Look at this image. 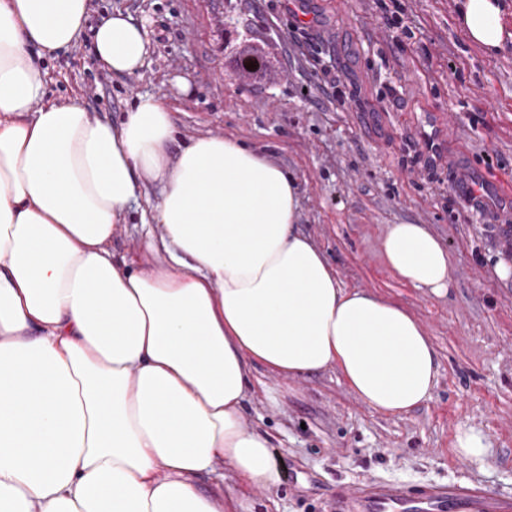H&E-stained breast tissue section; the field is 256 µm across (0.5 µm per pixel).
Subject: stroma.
<instances>
[{
	"label": "stroma",
	"instance_id": "stroma-1",
	"mask_svg": "<svg viewBox=\"0 0 512 512\" xmlns=\"http://www.w3.org/2000/svg\"><path fill=\"white\" fill-rule=\"evenodd\" d=\"M285 0H92L90 24L114 10L142 21L147 66L116 76L89 35L44 62L48 95H81L92 117L119 123L137 94L169 105L179 143L205 135L243 141L292 174L297 223L332 262L343 286L406 307L440 363L431 397L411 413H375L336 370L297 380L269 399L254 370L248 428L268 434L280 482L251 494L253 512H328L336 494L371 479H470L512 492V197L481 214L451 175L478 172L512 185V41L494 55L456 24L458 0H310L319 22L292 30ZM403 21L408 34L393 28ZM263 43L273 81L237 68ZM442 123L435 163L424 157L428 116ZM391 224H422L452 256L447 296L410 287L384 264ZM138 213L112 241L116 257L147 267ZM482 432L485 461L458 458L457 430Z\"/></svg>",
	"mask_w": 512,
	"mask_h": 512
}]
</instances>
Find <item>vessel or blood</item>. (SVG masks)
Instances as JSON below:
<instances>
[{"label":"vessel or blood","mask_w":512,"mask_h":512,"mask_svg":"<svg viewBox=\"0 0 512 512\" xmlns=\"http://www.w3.org/2000/svg\"><path fill=\"white\" fill-rule=\"evenodd\" d=\"M454 188L475 208L487 194L481 179L472 173L456 181ZM331 512H512V494L461 480L414 485L372 480L339 494Z\"/></svg>","instance_id":"vessel-or-blood-1"}]
</instances>
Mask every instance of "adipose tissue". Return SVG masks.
I'll use <instances>...</instances> for the list:
<instances>
[{"mask_svg": "<svg viewBox=\"0 0 512 512\" xmlns=\"http://www.w3.org/2000/svg\"><path fill=\"white\" fill-rule=\"evenodd\" d=\"M88 16L89 0H0V512H251L249 492L279 482L244 425L252 369L286 391L333 367L401 415L436 387L437 353L407 308L344 288L297 227L294 177L257 149L176 146L148 93L117 126L81 96L47 100L42 63ZM458 23L489 53L512 38L502 0H459ZM90 30L103 67L140 74L144 24L116 10ZM147 179L161 201L140 222L167 260L144 270L110 244ZM382 257L411 287L453 286L425 225H389ZM225 465L244 493L203 486Z\"/></svg>", "mask_w": 512, "mask_h": 512, "instance_id": "ef3b65f1", "label": "adipose tissue"}]
</instances>
